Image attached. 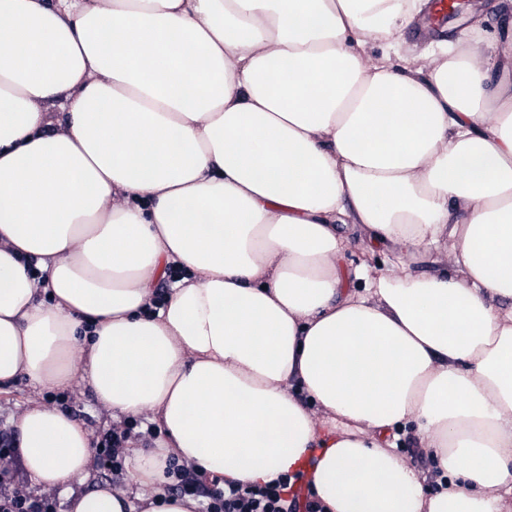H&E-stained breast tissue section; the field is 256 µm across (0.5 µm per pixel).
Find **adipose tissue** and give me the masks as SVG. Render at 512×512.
<instances>
[{
  "label": "adipose tissue",
  "mask_w": 512,
  "mask_h": 512,
  "mask_svg": "<svg viewBox=\"0 0 512 512\" xmlns=\"http://www.w3.org/2000/svg\"><path fill=\"white\" fill-rule=\"evenodd\" d=\"M426 5L0 0V388L80 378L162 437L128 448L152 497L76 492L89 430L33 403L31 488L194 512L169 462L243 484L306 462L325 512H512V87L483 55L512 37L478 20L406 70L366 60ZM343 224L392 256L353 291ZM432 254L449 272L418 273ZM401 427L441 491L382 447Z\"/></svg>",
  "instance_id": "1"
}]
</instances>
